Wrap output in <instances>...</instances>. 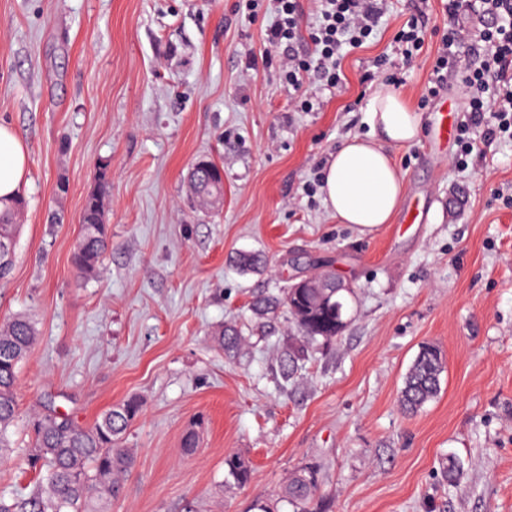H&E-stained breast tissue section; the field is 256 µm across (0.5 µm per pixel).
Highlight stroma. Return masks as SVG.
<instances>
[{
  "label": "stroma",
  "instance_id": "obj_1",
  "mask_svg": "<svg viewBox=\"0 0 512 512\" xmlns=\"http://www.w3.org/2000/svg\"><path fill=\"white\" fill-rule=\"evenodd\" d=\"M238 0H0V122L28 153L26 200L0 323L30 318L37 339L18 371L21 415L46 403L81 426L134 396L124 445L135 464L110 512H252L313 464L318 512H512V138L459 167L457 142L430 148L436 102L421 104L449 19L440 0H385L371 41L348 50L336 87L279 81L265 57L271 17ZM425 44L394 38L411 13ZM420 106L418 142L392 147L404 204L426 207L370 231L341 224L317 184L331 154L366 135V104L387 78ZM318 110L299 112L300 93ZM214 161L215 208L188 191ZM111 180L112 242L93 276L72 252L100 168ZM240 251L265 268L240 274ZM329 270L353 285L352 319L281 376L287 312L260 318L258 296ZM243 355H225L224 323ZM445 355L441 391L416 415L398 404L422 344ZM205 426L193 452L189 424ZM0 459V495L34 487L24 425ZM252 467L226 484L224 457ZM456 459L462 472L445 479Z\"/></svg>",
  "mask_w": 512,
  "mask_h": 512
}]
</instances>
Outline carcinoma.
Segmentation results:
<instances>
[{"label": "carcinoma", "mask_w": 512, "mask_h": 512, "mask_svg": "<svg viewBox=\"0 0 512 512\" xmlns=\"http://www.w3.org/2000/svg\"><path fill=\"white\" fill-rule=\"evenodd\" d=\"M108 186L107 169L102 168L97 187L83 207L82 232L73 262L87 275L96 271L110 246L104 224ZM190 190L202 207L207 200L220 197V168L209 160L193 165ZM23 210L24 199L19 193L8 200L0 199V237H16L17 218ZM262 265L264 260L259 254L237 255V266L245 274ZM352 298V294L334 288H287L281 296L265 295L253 301V311L261 316L273 314L282 306L287 308L299 334V341L290 344L281 357L283 379L296 377L299 362L308 356L310 348L336 343V320L350 321ZM36 336L35 326L25 316L0 325V454L12 447L10 430L20 417L16 397L18 369ZM221 343L226 354L238 352L242 334L237 326L224 325ZM444 369L445 360L438 347L427 344L420 348L400 392L404 413L414 414L437 397ZM142 412V402L128 398L108 408L90 427L80 426L69 415L54 409L29 415L26 423L33 448L28 462L43 471L42 481L26 496H0V512H107V504L121 497L122 476L133 464V456L122 444L123 435ZM224 468L225 478L237 485H245L251 478L248 462L238 454L225 456ZM319 485L320 471L304 467L291 475L278 501L260 507V512H280L281 503L291 506L293 512H310Z\"/></svg>", "instance_id": "carcinoma-1"}]
</instances>
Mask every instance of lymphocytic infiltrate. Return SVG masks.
<instances>
[{
  "label": "lymphocytic infiltrate",
  "instance_id": "f902f5d3",
  "mask_svg": "<svg viewBox=\"0 0 512 512\" xmlns=\"http://www.w3.org/2000/svg\"><path fill=\"white\" fill-rule=\"evenodd\" d=\"M271 3L274 21L266 34L273 47L287 48L278 78L300 86L304 77L316 76L332 88L340 80L339 61L346 48L361 46L375 34L383 14L381 0H317L319 17L311 26L300 22V0H239L238 10L255 21L264 3ZM444 10L452 23L441 37L442 52L433 66L428 96H437L444 85L449 58H456L462 82L476 89L468 103V117L460 128L459 152L469 156L479 140L512 132V0H446ZM477 14L479 33L461 24L462 16ZM314 47L312 55L297 51L299 41ZM484 44L482 61H475L473 42Z\"/></svg>",
  "mask_w": 512,
  "mask_h": 512
}]
</instances>
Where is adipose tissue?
I'll return each instance as SVG.
<instances>
[{
	"mask_svg": "<svg viewBox=\"0 0 512 512\" xmlns=\"http://www.w3.org/2000/svg\"><path fill=\"white\" fill-rule=\"evenodd\" d=\"M370 132L331 155L322 184L328 211L342 224L372 230L391 223L405 187L388 151L418 140L421 116L393 86L379 84L366 107ZM28 172V154L11 128L0 124V198L15 196Z\"/></svg>",
	"mask_w": 512,
	"mask_h": 512,
	"instance_id": "obj_1",
	"label": "adipose tissue"
}]
</instances>
